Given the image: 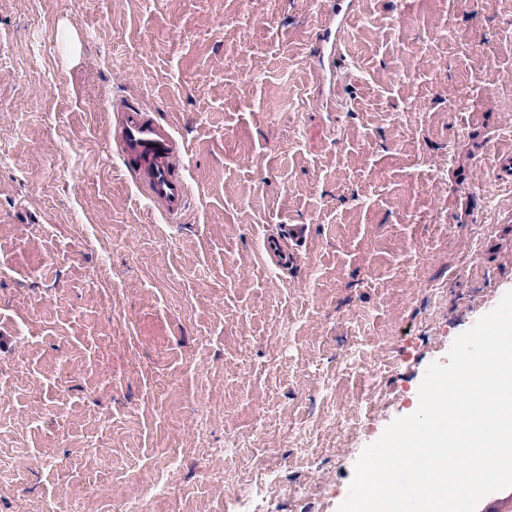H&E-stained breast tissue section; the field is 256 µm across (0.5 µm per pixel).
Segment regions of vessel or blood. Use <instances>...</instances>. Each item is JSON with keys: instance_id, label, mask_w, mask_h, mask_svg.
<instances>
[{"instance_id": "obj_1", "label": "vessel or blood", "mask_w": 512, "mask_h": 512, "mask_svg": "<svg viewBox=\"0 0 512 512\" xmlns=\"http://www.w3.org/2000/svg\"><path fill=\"white\" fill-rule=\"evenodd\" d=\"M328 11L317 36L321 62L335 69L346 32L350 0H327ZM113 144L127 172L145 194L150 206L167 221L186 212L190 192L186 177L185 148L172 126L139 107H113Z\"/></svg>"}]
</instances>
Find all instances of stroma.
Segmentation results:
<instances>
[{
    "label": "stroma",
    "instance_id": "1",
    "mask_svg": "<svg viewBox=\"0 0 512 512\" xmlns=\"http://www.w3.org/2000/svg\"><path fill=\"white\" fill-rule=\"evenodd\" d=\"M0 0V512H337L364 449L512 290V6ZM490 67L472 65L475 54ZM187 148L182 223L112 106ZM307 224L287 263L266 245ZM351 2L349 0L310 1L313 6H324L325 4L329 6L321 20L317 36L318 44L322 47L321 62L324 68L327 66L329 71L336 68V59L344 40Z\"/></svg>",
    "mask_w": 512,
    "mask_h": 512
}]
</instances>
